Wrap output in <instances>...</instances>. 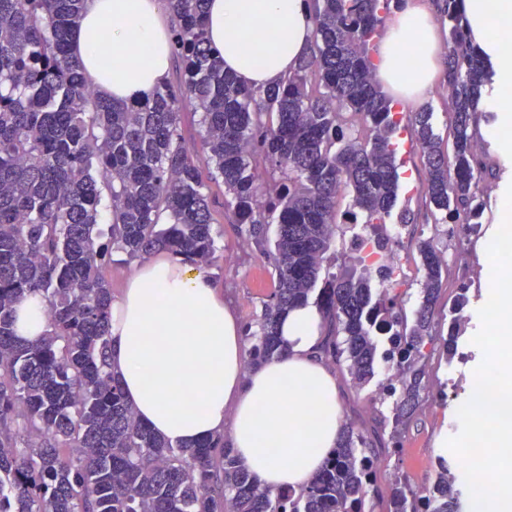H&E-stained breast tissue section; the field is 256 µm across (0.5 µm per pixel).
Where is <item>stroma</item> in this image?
I'll return each mask as SVG.
<instances>
[{"label": "stroma", "mask_w": 512, "mask_h": 512, "mask_svg": "<svg viewBox=\"0 0 512 512\" xmlns=\"http://www.w3.org/2000/svg\"><path fill=\"white\" fill-rule=\"evenodd\" d=\"M431 110L433 126L444 143H451L448 117V85L446 75H439L425 96L415 104L405 106L399 159L403 173L399 198L400 207L410 211L413 221L402 228L395 244L398 266L402 273L404 309L414 314L419 303L420 280L423 275L419 247L428 240L434 245L448 269L443 282L444 295H455L459 285H467L469 302L462 313L460 351L469 353L467 362L449 357L443 344H436L425 361L426 390L422 406L402 438V449L387 454L379 462V493H386L393 474L406 477L413 485L431 486L437 475L434 450L449 424L456 421V410L473 393L474 371L482 362V351L471 339L480 328L478 310L487 301L491 290L488 274L490 262L487 247L502 219L503 195L512 185V150L501 146L499 140L486 137V130L495 128L498 115L482 112L478 115L477 131L488 153V161L497 173L480 183L486 208L476 233L463 235L457 225L436 221L431 214L423 190L425 169L420 151L410 140L407 130L414 113ZM215 224L212 233L217 251L207 271L225 299L230 301L242 325L257 324L262 305L274 287L273 262L260 253L254 242L241 230L231 207L224 203L222 189L212 186ZM336 382L343 424L353 425L364 436L391 412L392 401L383 396L379 386L388 377L386 363H379L373 381L363 387L355 386L345 367L335 364Z\"/></svg>", "instance_id": "1"}]
</instances>
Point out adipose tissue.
<instances>
[{"mask_svg": "<svg viewBox=\"0 0 512 512\" xmlns=\"http://www.w3.org/2000/svg\"><path fill=\"white\" fill-rule=\"evenodd\" d=\"M472 39L490 55L500 90L512 92V0H463ZM206 33L225 71L243 84L279 83L307 54L314 27L305 0H208ZM102 97H149L170 69L158 0H87L70 38ZM122 57L110 71L105 53ZM430 0H402L375 56L376 77L402 101L423 95L436 71ZM321 315L292 311L284 352L248 366L250 344L206 270L160 253L140 264L112 304L108 368L140 420L174 444L221 434L261 488L297 491L337 445L336 379L316 356Z\"/></svg>", "mask_w": 512, "mask_h": 512, "instance_id": "1", "label": "adipose tissue"}]
</instances>
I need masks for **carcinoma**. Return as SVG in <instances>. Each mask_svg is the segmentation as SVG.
Listing matches in <instances>:
<instances>
[{
    "instance_id": "1",
    "label": "carcinoma",
    "mask_w": 512,
    "mask_h": 512,
    "mask_svg": "<svg viewBox=\"0 0 512 512\" xmlns=\"http://www.w3.org/2000/svg\"><path fill=\"white\" fill-rule=\"evenodd\" d=\"M178 81L141 103L100 97L69 52L86 0H0V512H375L378 481L367 438L348 428L320 471L298 492L260 487L224 436L173 445L141 423L107 370L112 289L100 268L112 253L141 259L166 252L190 265L216 252L205 180H222L225 205L273 259L275 288L263 303L249 363L283 353L280 319L314 304L322 314L318 353L345 360L353 382L395 368L382 391L394 398L388 436L396 453L423 401L424 359L434 349L443 261L420 246L424 279L415 318L403 311L397 270L367 261L388 246L386 224L400 194L396 162L401 104L374 80L382 28L399 0H306L310 54L277 86L241 85L224 72L205 29L207 0H164ZM462 0H435L448 22V112L452 151L433 113L414 116L429 204L466 232L477 229L488 170L474 115L492 76L464 24ZM200 113L205 158L184 145L183 109ZM112 200L101 242V186ZM351 197L340 212L336 199ZM277 224L274 240L267 225ZM368 232L324 263L336 234ZM467 286L448 307L449 355ZM44 303L48 330L14 334L16 304ZM390 347L378 352L377 337ZM460 489L445 463L422 492L400 475L382 512H459Z\"/></svg>"
}]
</instances>
